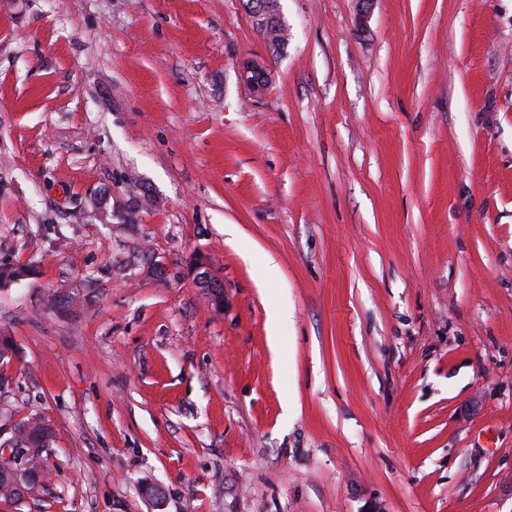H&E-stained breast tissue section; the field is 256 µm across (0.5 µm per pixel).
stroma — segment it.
I'll return each mask as SVG.
<instances>
[{
	"label": "stroma",
	"instance_id": "obj_1",
	"mask_svg": "<svg viewBox=\"0 0 512 512\" xmlns=\"http://www.w3.org/2000/svg\"><path fill=\"white\" fill-rule=\"evenodd\" d=\"M280 10L0 0V512H512V0ZM240 79L256 95H262L270 83L266 66L259 62L247 63L241 70ZM202 271L205 272L200 274ZM192 280L198 288H204L210 294L217 308L223 307V287L212 265L202 260L194 264L192 267ZM15 430L24 434L29 441L26 445L30 448L22 447L21 443H17L18 439L16 434H14L12 437L1 442V463L3 464L5 460L9 461L13 456L19 455L24 460L25 467H32L43 471L46 468L45 460L42 455L43 449L53 442V433L51 428L40 416L32 414L17 424V428ZM50 438L51 440L47 444L45 441ZM30 442L41 444L44 447L41 448V446L33 445ZM7 475L9 479L3 483L2 487L0 485V495L5 500L14 499L19 494L25 496L23 484L26 483L28 478V471H23L22 467L18 469L11 468L8 469Z\"/></svg>",
	"mask_w": 512,
	"mask_h": 512
}]
</instances>
